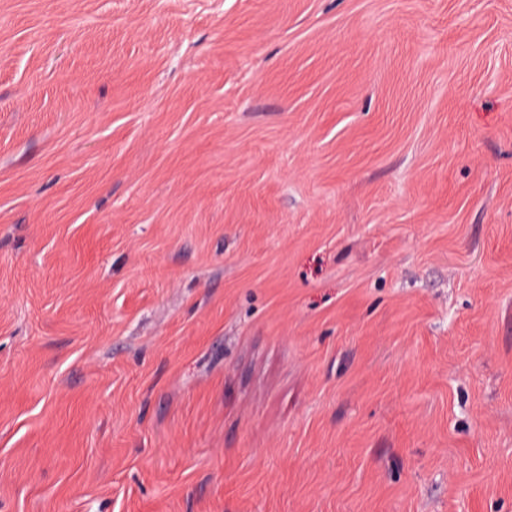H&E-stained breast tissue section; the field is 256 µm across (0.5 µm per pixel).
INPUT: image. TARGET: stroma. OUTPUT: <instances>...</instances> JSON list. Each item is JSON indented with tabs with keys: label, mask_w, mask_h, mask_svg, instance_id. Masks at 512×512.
Listing matches in <instances>:
<instances>
[{
	"label": "stroma",
	"mask_w": 512,
	"mask_h": 512,
	"mask_svg": "<svg viewBox=\"0 0 512 512\" xmlns=\"http://www.w3.org/2000/svg\"><path fill=\"white\" fill-rule=\"evenodd\" d=\"M0 512H512V0H0Z\"/></svg>",
	"instance_id": "1"
}]
</instances>
